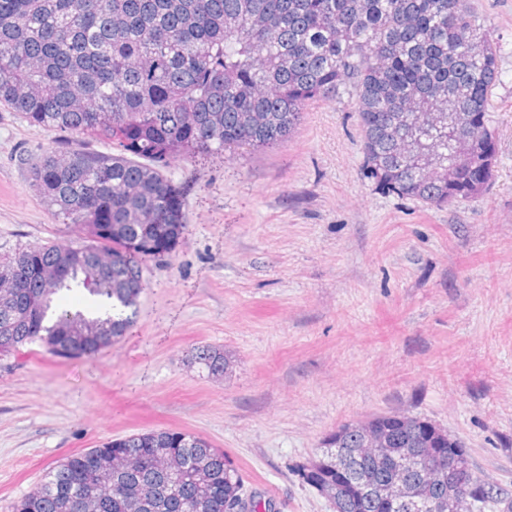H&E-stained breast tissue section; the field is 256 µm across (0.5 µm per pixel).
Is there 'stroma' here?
Masks as SVG:
<instances>
[{
    "label": "stroma",
    "mask_w": 512,
    "mask_h": 512,
    "mask_svg": "<svg viewBox=\"0 0 512 512\" xmlns=\"http://www.w3.org/2000/svg\"><path fill=\"white\" fill-rule=\"evenodd\" d=\"M468 5L500 48L486 190L442 206L385 193L345 95L310 102L277 145L172 162L187 229L145 269L127 335L88 358L0 360V512L65 457L164 428L223 449L275 512H333L297 466L387 413L447 429L512 484V0ZM56 138L0 106V256L80 237L29 182ZM201 345L231 360L224 379L191 363Z\"/></svg>",
    "instance_id": "1"
}]
</instances>
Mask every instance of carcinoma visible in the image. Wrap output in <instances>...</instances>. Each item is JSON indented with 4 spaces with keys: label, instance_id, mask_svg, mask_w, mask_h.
Instances as JSON below:
<instances>
[{
    "label": "carcinoma",
    "instance_id": "cac0c4a2",
    "mask_svg": "<svg viewBox=\"0 0 512 512\" xmlns=\"http://www.w3.org/2000/svg\"><path fill=\"white\" fill-rule=\"evenodd\" d=\"M498 49L466 0H0V104L70 135L42 150L29 179L43 204L84 231L79 246L35 244L0 258V355L39 343L60 358L112 346L138 313L145 264L183 238L185 201L167 176L228 148L289 138L306 105L348 87L364 164L380 187L430 205L480 194L492 176L489 96ZM476 132L432 128L422 152L402 138L429 113ZM94 139L112 142L102 152ZM80 260L72 258L76 248ZM66 266L64 280L51 276ZM71 292L83 303L62 308ZM194 363L222 379L224 351ZM384 445L370 448L375 433ZM447 452L441 464L433 452ZM478 486L458 512H512V489L475 466L461 439L431 421L385 414L342 424L297 468L334 512H448V468ZM274 512L243 492L224 450L159 429L72 454L9 512Z\"/></svg>",
    "mask_w": 512,
    "mask_h": 512
}]
</instances>
